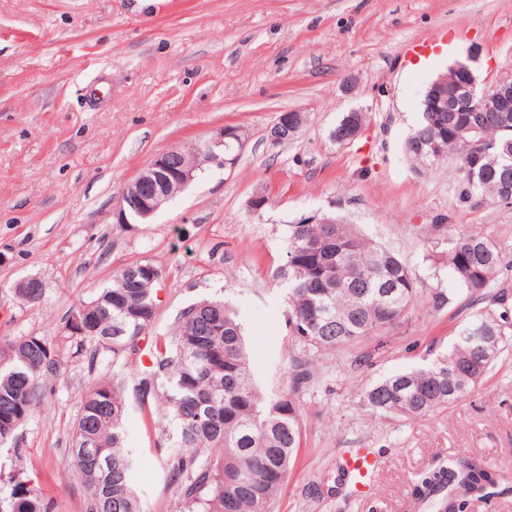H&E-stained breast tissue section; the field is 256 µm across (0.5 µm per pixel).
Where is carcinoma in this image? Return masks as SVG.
<instances>
[{
    "instance_id": "1",
    "label": "carcinoma",
    "mask_w": 512,
    "mask_h": 512,
    "mask_svg": "<svg viewBox=\"0 0 512 512\" xmlns=\"http://www.w3.org/2000/svg\"><path fill=\"white\" fill-rule=\"evenodd\" d=\"M468 112H421L403 145L419 168L441 161L454 171L457 206H512V113H481L482 132L467 127ZM440 153L418 156L423 142ZM435 269H448L453 292L432 288L427 309L440 312L461 297L459 322L448 350L426 352L424 364L372 382L361 391L373 415L406 419L459 401L484 379L495 362L512 350V319L507 301L512 260L480 231L432 225ZM276 277L288 288V327L302 355L293 358L288 391L262 393L251 373L244 331L235 310L221 299H204L183 308L169 339L156 348L151 365L135 385L140 401H160L162 438L172 451L167 482L176 487L177 512H271L295 466L301 445V398L319 381L316 356L380 336L415 308L422 294L406 262L365 237L353 224L302 221L288 225L285 261ZM156 283L138 264L113 273L112 284L86 303L88 318L112 330L110 336H81L90 358L112 354L116 363L137 349L156 312ZM487 330L497 337L487 354L467 337ZM58 348L42 336H0V446L16 439L18 427L41 406L56 381ZM37 378L31 387L28 380ZM128 405L124 384L103 382L84 398L67 459L86 492V512H142L125 446ZM103 446L104 467L89 463L77 446ZM500 472L482 461L451 457L422 472L413 484L419 499L445 482L458 481L464 495L450 494L436 504L441 512H467V497H488ZM11 491L0 496V512H53L50 502L10 477Z\"/></svg>"
}]
</instances>
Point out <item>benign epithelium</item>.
I'll list each match as a JSON object with an SVG mask.
<instances>
[{"mask_svg":"<svg viewBox=\"0 0 512 512\" xmlns=\"http://www.w3.org/2000/svg\"><path fill=\"white\" fill-rule=\"evenodd\" d=\"M477 52L470 48L466 59L451 66L450 72L439 76L426 90L428 112H511L512 74L497 77L485 89L478 88L471 63ZM299 119L292 112L281 113L267 130V139L273 144L292 138ZM230 152H224V148ZM244 147V136L238 127H228L217 136L200 144H189L158 154L138 175L123 188L115 213L118 224H145L171 198L170 188H186L195 173L205 163H216L224 168L234 167ZM194 164L186 165L185 157ZM85 312L77 308L68 316V330L75 336H94L97 329L84 319Z\"/></svg>","mask_w":512,"mask_h":512,"instance_id":"7a95c632","label":"benign epithelium"}]
</instances>
